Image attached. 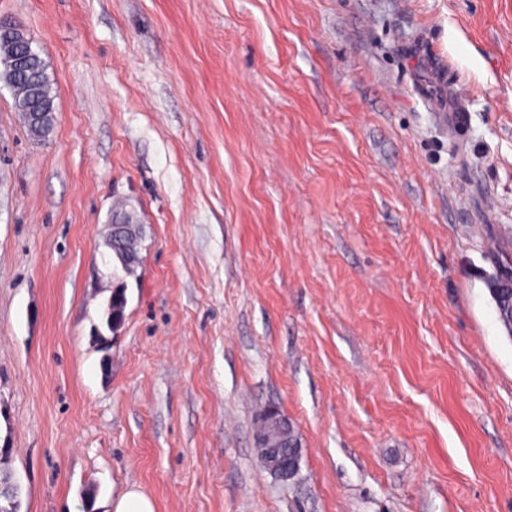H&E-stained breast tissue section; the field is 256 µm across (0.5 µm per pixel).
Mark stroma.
<instances>
[{"label":"stroma","mask_w":512,"mask_h":512,"mask_svg":"<svg viewBox=\"0 0 512 512\" xmlns=\"http://www.w3.org/2000/svg\"><path fill=\"white\" fill-rule=\"evenodd\" d=\"M0 471L19 512H512V0H0ZM463 108L456 132L442 113ZM143 224L127 273L117 205ZM120 327L98 342L109 297ZM298 434L296 480L260 414ZM14 40L19 50L16 53L14 43L10 41H0V82L11 89L13 93L14 109L19 112L26 125L27 116L29 113L31 119L30 129L38 127V121L42 112H54V100L57 96L56 90L53 88L50 78L46 72L45 64L36 50L32 47V41L26 28L12 21H4L0 19V36ZM37 54L40 62L38 68L27 77H22L17 74L15 66L19 74L25 75L28 71L36 67V58L33 56L29 47ZM36 103L37 108L35 111L30 110L32 102ZM497 270L500 271V274H496L491 281L489 291L495 303L498 319L511 335V308H504L501 300L505 296H507L509 300L512 298V288H508L509 285H512V265L508 262H501ZM126 290L121 284L120 286L113 288L112 295L110 298V315L107 319L108 328L114 329L121 324L124 317V311L127 304ZM261 433L256 436L260 460L265 469L281 481L295 478L301 447L291 437L288 418L276 407H269L260 419ZM112 511L155 512V504L140 488L131 487L112 503Z\"/></svg>","instance_id":"1"}]
</instances>
